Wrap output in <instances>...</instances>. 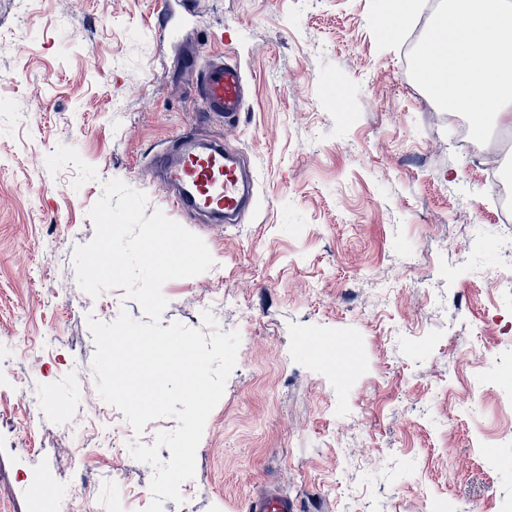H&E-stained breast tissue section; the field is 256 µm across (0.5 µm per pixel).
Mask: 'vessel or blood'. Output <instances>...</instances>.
<instances>
[{
  "instance_id": "1",
  "label": "vessel or blood",
  "mask_w": 512,
  "mask_h": 512,
  "mask_svg": "<svg viewBox=\"0 0 512 512\" xmlns=\"http://www.w3.org/2000/svg\"><path fill=\"white\" fill-rule=\"evenodd\" d=\"M197 96L212 116L236 121L244 107V75L223 55H212L201 67ZM151 166L168 190L179 214L187 219L209 214L219 224L233 221L256 204L254 177L239 153L222 141L186 135L153 155ZM246 512H298L295 501L275 485L251 495Z\"/></svg>"
}]
</instances>
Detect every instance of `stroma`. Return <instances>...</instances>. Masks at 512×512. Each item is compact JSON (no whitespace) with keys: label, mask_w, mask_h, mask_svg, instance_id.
Here are the masks:
<instances>
[{"label":"stroma","mask_w":512,"mask_h":512,"mask_svg":"<svg viewBox=\"0 0 512 512\" xmlns=\"http://www.w3.org/2000/svg\"><path fill=\"white\" fill-rule=\"evenodd\" d=\"M436 8L387 0H0V512H145L153 444L97 392L89 319L137 302L80 289L102 184L179 214L153 154L186 134L243 153L257 204L190 231L215 264L163 287V325L241 345L196 453L191 500L164 512H244L276 484L301 512H512V267L486 180L405 66ZM220 53L248 84L234 124L203 112L186 54ZM344 98L346 109L336 107ZM492 369L474 411L459 398ZM35 407H28V400ZM96 448L82 474L59 453ZM100 495L80 494L81 478Z\"/></svg>","instance_id":"1"}]
</instances>
